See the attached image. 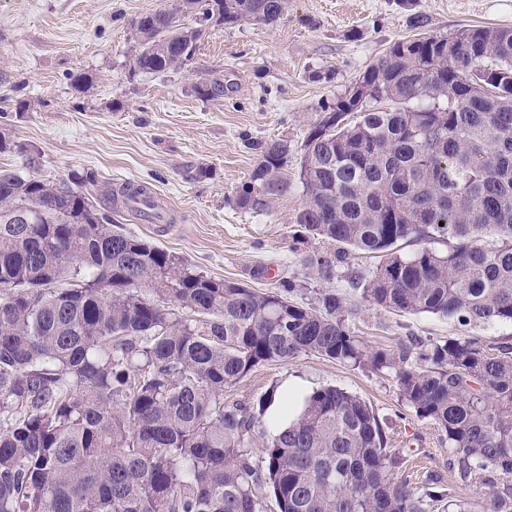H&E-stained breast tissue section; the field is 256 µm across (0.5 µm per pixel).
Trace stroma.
I'll return each mask as SVG.
<instances>
[{"instance_id": "35a3bbf8", "label": "stroma", "mask_w": 512, "mask_h": 512, "mask_svg": "<svg viewBox=\"0 0 512 512\" xmlns=\"http://www.w3.org/2000/svg\"><path fill=\"white\" fill-rule=\"evenodd\" d=\"M172 0H0V131L15 142L0 166L53 182L94 173L96 192L143 184L175 221L153 224L113 212L125 232L182 257L204 275L276 291L300 284L302 302L332 290L351 310L345 323L368 344L393 346L414 337L430 343L464 334L512 342V323L461 327L432 314H399L369 305L355 277H368L380 258L352 253L330 277L309 260L333 253L317 238L294 245L303 202L301 147L322 104L343 94L395 41L413 35L414 14L428 33L480 25L512 27V0H288L273 25L210 26L184 68L161 74L132 70L133 22ZM92 84L77 90L72 76ZM224 80L217 100L193 86ZM29 108L21 112L18 102ZM287 143L288 188L256 213L235 203L259 162L252 145ZM38 155L30 166L29 155ZM298 380L304 392L335 386L365 400L406 460L413 485L441 474L483 512L484 490L462 482L450 465L444 432L401 402L394 380L361 368L303 355L264 365L224 391L225 402L253 404L271 386Z\"/></svg>"}]
</instances>
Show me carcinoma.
<instances>
[{"mask_svg": "<svg viewBox=\"0 0 512 512\" xmlns=\"http://www.w3.org/2000/svg\"><path fill=\"white\" fill-rule=\"evenodd\" d=\"M286 0H177L139 18L134 66L190 61L210 24L277 22ZM193 16L195 25L184 23ZM394 42L367 68L373 102L342 125L321 106L304 142L296 224L337 246L309 260L329 276L352 251L383 262L362 298L466 327L512 323V29L475 26ZM206 100L224 80L194 85ZM259 162L235 202L269 209L288 186V144H251ZM92 173L57 183L0 167V512H428L469 503L403 459L373 409L335 386L303 396L264 431L277 390L248 406L224 389L302 354L391 373L415 414L448 436L460 478L512 512V344L458 336L372 348L332 291L300 304L293 281L259 292L197 271L113 224ZM135 219H160L147 187L105 193ZM422 247L409 256L401 246ZM262 431L264 464L252 456Z\"/></svg>", "mask_w": 512, "mask_h": 512, "instance_id": "obj_1", "label": "carcinoma"}]
</instances>
